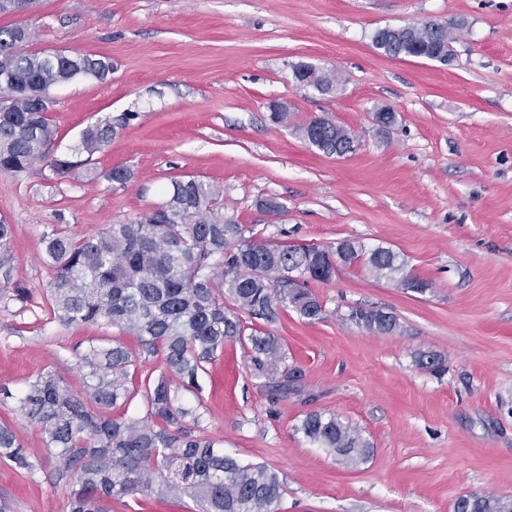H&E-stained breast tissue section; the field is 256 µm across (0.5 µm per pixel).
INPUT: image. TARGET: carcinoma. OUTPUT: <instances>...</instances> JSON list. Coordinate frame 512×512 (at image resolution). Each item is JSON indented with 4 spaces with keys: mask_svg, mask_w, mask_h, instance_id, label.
<instances>
[{
    "mask_svg": "<svg viewBox=\"0 0 512 512\" xmlns=\"http://www.w3.org/2000/svg\"><path fill=\"white\" fill-rule=\"evenodd\" d=\"M30 38L23 25L0 27V172L22 173L41 161L59 178L129 181V169L118 166L101 174L90 161L137 118L135 112L88 125L59 155L48 151L56 139L49 89L76 79L104 81L112 74V59L74 52L54 61L48 51H25ZM452 40L450 30L436 32L425 22L384 27L373 36L376 48L394 58L446 56ZM293 75L323 95L341 82L336 71L306 64L296 66ZM300 133L327 155L355 148L351 134L325 118L309 120ZM218 199V189L209 183L173 180L161 207L131 222L79 238L60 224L42 232L50 270L45 323L109 324L132 333L138 344L134 351L119 341L91 343L75 354L83 384L79 394L54 370L39 373L18 393L0 385V401L12 400L16 422L37 428L44 451L61 460L57 481L71 484L68 512H112L114 501L152 494L188 495L199 512H277L283 495L277 473L240 463L224 453L223 441L195 430L202 404H185L181 391L198 387L199 375L224 353V343L242 340V314L272 324L291 307L310 321L320 319L322 306L309 284L329 280L342 265L361 261L376 278L416 292L428 288L405 273V260L389 247L366 251L348 243L338 253L334 247L257 240L221 214ZM13 235L14 225L1 220L0 273L7 279ZM7 300L26 309L34 294L15 281ZM349 319L373 333L398 327L395 316L378 309H355ZM248 340L253 367L269 380L271 394L298 392V371H279L278 340L268 333H252ZM142 355H159L164 362L159 376L145 381L146 416L116 418L112 409L131 397L128 368ZM417 362L437 372L442 356L421 352ZM298 430L349 466L370 453L358 429L331 413L307 414ZM0 460L31 477L37 469V456L7 425H0ZM456 503L466 512H512V499L494 494L461 495Z\"/></svg>",
    "mask_w": 512,
    "mask_h": 512,
    "instance_id": "obj_1",
    "label": "carcinoma"
}]
</instances>
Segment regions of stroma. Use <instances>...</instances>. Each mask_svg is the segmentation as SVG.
I'll return each instance as SVG.
<instances>
[{
    "label": "stroma",
    "mask_w": 512,
    "mask_h": 512,
    "mask_svg": "<svg viewBox=\"0 0 512 512\" xmlns=\"http://www.w3.org/2000/svg\"><path fill=\"white\" fill-rule=\"evenodd\" d=\"M427 20L458 25L450 62L373 44L379 28ZM25 22L27 51L112 60L106 81L50 89L52 153L97 120L138 117L91 161L101 173L131 169L126 184L59 179L41 162L0 173L11 280L46 283L47 225L81 237L129 222L186 176L218 186L225 217L260 239L392 248L428 290L359 262L312 284L320 319L289 308L271 325L283 366L302 372L301 395L271 397L247 342L231 341L184 398L203 399L200 427L226 454L278 474V512H453L467 493L512 498V0H40ZM301 63L336 71V94L300 87ZM274 101L287 104L286 122L271 121ZM384 106L395 121L382 129ZM316 116L347 129L354 151L336 158L306 143L296 128ZM270 197L280 213L261 207ZM10 282L0 279V384L11 390L52 369L81 391L75 352L101 338L135 343L112 326L43 324L40 309L5 305ZM357 307L395 315L398 329L368 332L349 319ZM420 351L440 353L443 372L420 368ZM162 368L157 356L129 368L132 397L115 416H145L144 379ZM313 411L355 426L369 458L350 467L308 442L297 427ZM59 467L51 456L29 477L0 461V498L11 512H66ZM112 512L197 506L150 495Z\"/></svg>",
    "instance_id": "stroma-1"
}]
</instances>
